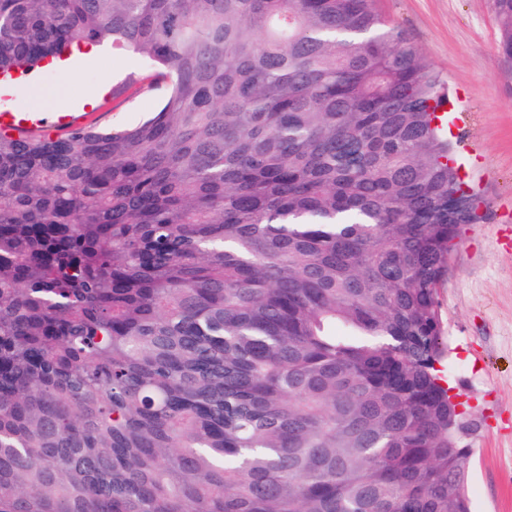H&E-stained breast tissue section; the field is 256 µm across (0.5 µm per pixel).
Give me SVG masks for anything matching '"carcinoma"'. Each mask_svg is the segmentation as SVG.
<instances>
[{"instance_id":"1","label":"carcinoma","mask_w":512,"mask_h":512,"mask_svg":"<svg viewBox=\"0 0 512 512\" xmlns=\"http://www.w3.org/2000/svg\"><path fill=\"white\" fill-rule=\"evenodd\" d=\"M104 44L158 112L0 129V512H470L441 76L375 0H0L10 82Z\"/></svg>"}]
</instances>
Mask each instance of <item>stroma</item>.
<instances>
[{"label":"stroma","mask_w":512,"mask_h":512,"mask_svg":"<svg viewBox=\"0 0 512 512\" xmlns=\"http://www.w3.org/2000/svg\"><path fill=\"white\" fill-rule=\"evenodd\" d=\"M376 8L444 79L460 161L483 200L485 218L462 227L438 291L448 344L438 368L470 424L471 512H512V61L499 50L493 0H376ZM70 66L69 81L39 68L7 87L0 110H19L33 94L52 114L63 98L86 123L112 129L163 104V90H145L152 69L136 56L103 46Z\"/></svg>","instance_id":"1"}]
</instances>
